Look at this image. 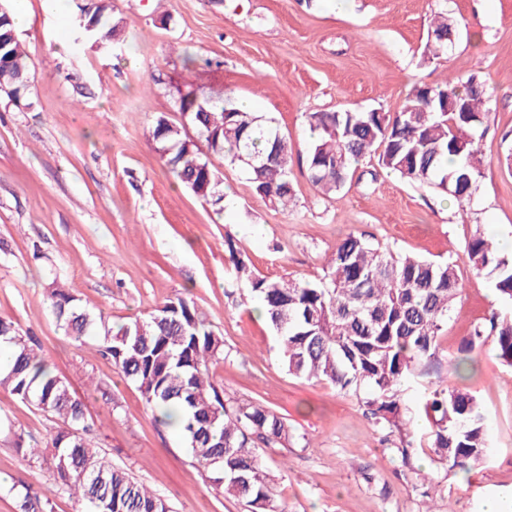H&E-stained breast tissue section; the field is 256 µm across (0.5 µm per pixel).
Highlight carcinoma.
<instances>
[{
  "label": "carcinoma",
  "instance_id": "cac0c4a2",
  "mask_svg": "<svg viewBox=\"0 0 512 512\" xmlns=\"http://www.w3.org/2000/svg\"><path fill=\"white\" fill-rule=\"evenodd\" d=\"M83 38L109 50L122 38L121 20L109 22L96 11L78 21ZM455 26L434 15L424 56L448 55ZM30 88L29 65L13 18H0V91L18 98ZM467 104L448 112V100ZM484 84L472 76L414 87L399 112L343 109L305 116L311 134L307 172L323 194L343 188L356 166L375 157L379 167L410 184L437 188L464 208L483 177L485 160L479 130L488 113ZM190 111H185L187 105ZM181 120L155 117L151 137L178 183L200 199L224 200L216 162L242 166L255 192L282 211L294 200L290 180L292 146L275 121L244 112L226 97L178 98ZM195 139H190L188 129ZM224 251L237 278L250 284L280 347L288 373L325 380L344 392L369 389L367 413L399 431L423 415L437 461L469 471L488 457L486 414L477 398L453 382L425 389L418 411L400 393L439 369L438 338L460 295L457 264L382 250L349 235L332 253L319 282L261 277L235 238L224 235ZM466 262L491 280L499 297L512 305V255L501 252L477 228L464 249ZM56 317L77 338L99 331L98 348L133 383L158 419L171 412L187 454L211 474L217 492L248 503L251 512H286L271 495L257 449L296 436L284 417L254 401L224 403V390L210 376V364L224 358V338L216 334L195 301L177 296L144 318L109 329L95 312L66 289L49 293ZM492 339L497 357L512 366V312H493L473 330L451 362L450 374L468 371V354ZM0 386L57 420L50 456L43 448L21 449L29 463L48 462L53 484L38 493L25 489L20 512H52V495L69 493L83 512H173L168 499L147 488L127 470L105 460L91 437L84 403L38 355L36 340L15 322L0 317Z\"/></svg>",
  "mask_w": 512,
  "mask_h": 512
}]
</instances>
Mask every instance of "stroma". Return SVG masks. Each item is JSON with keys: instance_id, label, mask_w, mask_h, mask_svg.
<instances>
[{"instance_id": "stroma-1", "label": "stroma", "mask_w": 512, "mask_h": 512, "mask_svg": "<svg viewBox=\"0 0 512 512\" xmlns=\"http://www.w3.org/2000/svg\"><path fill=\"white\" fill-rule=\"evenodd\" d=\"M24 10L17 37L29 56L30 90L0 91V317L36 339L51 369L85 404L93 439L113 465L155 487L174 512H248L213 490L173 426L158 422L140 391L93 338L75 339L52 314L51 283L117 327L168 299L191 297L218 335L224 360L210 373L227 402L262 403L296 438L264 449L262 465L288 512H482L487 499L512 512V367L491 345L475 349L466 386L484 408L490 454L465 472L439 464L419 430L403 435L365 414V392L343 393L288 373L273 332L255 315L248 282L224 253L233 235L257 274L316 281L347 235L433 260L457 261L461 293L438 339L448 361L473 326L508 311L486 275L463 260L475 227L512 238V0H109L123 22L109 50L76 38L94 0H0ZM458 33L447 58L425 61L431 16ZM465 73L487 84L480 147L487 166L459 208L365 160L341 190L309 180L305 116L340 109L394 113L417 84ZM252 101L293 148L295 204L274 210L239 166L220 165L225 203L180 186L150 128L176 116L179 94ZM57 423L0 388V512L17 492L51 484L47 465L18 447L42 448ZM411 438L410 461L399 447Z\"/></svg>"}]
</instances>
